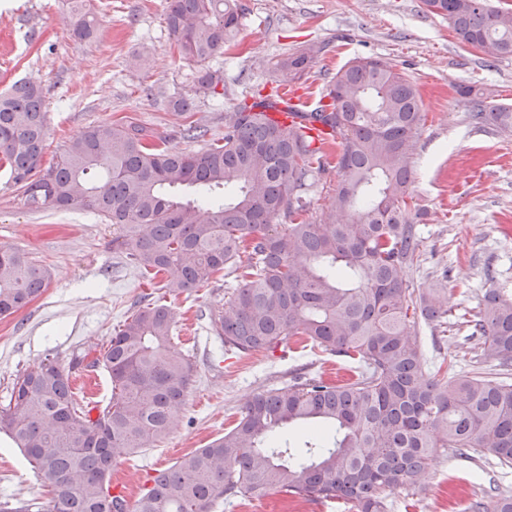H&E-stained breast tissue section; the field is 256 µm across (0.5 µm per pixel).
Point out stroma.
Segmentation results:
<instances>
[{
  "instance_id": "stroma-1",
  "label": "stroma",
  "mask_w": 512,
  "mask_h": 512,
  "mask_svg": "<svg viewBox=\"0 0 512 512\" xmlns=\"http://www.w3.org/2000/svg\"><path fill=\"white\" fill-rule=\"evenodd\" d=\"M240 42L211 64L224 73V95L199 98L193 118L206 138L189 139L169 101L192 93L194 65L180 59L166 27L168 0H91L98 19L94 39L76 41L67 24L66 0H0V93L24 79L40 85L48 136L43 165L99 122H133L164 138L169 148L197 151L222 137L224 115L256 90L274 85L272 63L310 44L327 45L306 80L300 103L317 105L328 76L357 56L381 58L404 68L418 83L427 122L414 158L413 203L422 209L419 258L406 278L416 292L443 286L448 328L418 323L428 371L450 359L458 373H493L469 338L466 319L475 315L489 288L487 272L512 289V135L478 128L462 84L493 91L512 103V56L485 59L464 46L444 18L425 12L421 0H241ZM113 227L81 209L33 211L0 170V245L27 253L46 268L44 291L11 316L0 318V404L15 379L45 360L61 366L82 352L100 349L133 314L142 296L161 287L146 281L112 248ZM447 280H440V273ZM235 281L179 296H166L176 320V351L191 358L194 381L172 432L139 453L118 459L113 480L131 498L152 485L157 471L222 436L239 408L257 392L298 375L327 379L347 370L342 358L319 349L243 355L224 350L208 320L224 305ZM512 493V467L494 458L470 460L440 448L425 483L395 491L389 512H448V497L466 507L476 495ZM49 496L32 465L0 434V503L17 512H46Z\"/></svg>"
}]
</instances>
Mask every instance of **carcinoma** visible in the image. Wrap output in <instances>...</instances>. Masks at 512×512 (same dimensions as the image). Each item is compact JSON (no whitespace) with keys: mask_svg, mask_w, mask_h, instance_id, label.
I'll use <instances>...</instances> for the list:
<instances>
[{"mask_svg":"<svg viewBox=\"0 0 512 512\" xmlns=\"http://www.w3.org/2000/svg\"><path fill=\"white\" fill-rule=\"evenodd\" d=\"M448 19L460 41L489 58L512 56V9L488 0H422ZM240 0H169L167 28L179 56L198 66L195 93L215 96L222 74L206 63L236 43ZM75 40L98 28L90 0H69ZM322 52L305 47L274 64L279 85L300 83ZM277 91L224 115V137L196 152L169 149L133 124L100 122L41 168L48 134L39 85L0 94V169L31 209L98 213L117 234L112 247L141 273L167 275L165 292L203 287L224 271L236 287L211 313L224 347L242 353L298 336L358 364L328 383L296 376L253 395L233 428L159 472L136 501L112 495V465L163 440L194 377L173 349L168 305L145 300L93 356L68 368L47 361L20 374L0 432L21 449L49 488V512H212L224 498L273 491L332 499L355 512H388L394 490L420 487L438 448L493 455L512 466V384L491 376L427 374L417 318L448 320L443 288L418 294L404 268L419 251L412 218L413 159L426 114L417 84L397 65L355 57L327 82L312 116L336 137L331 153L312 146L299 122L267 117ZM478 127L512 132V105L474 86L459 89ZM328 212L309 222L310 196L329 170ZM190 189L194 197L181 191ZM224 200L214 199L215 192ZM471 337L480 356L512 369V292L488 275ZM46 270L0 246V318L38 297ZM112 383L104 405L79 403L72 370L85 359ZM472 512H512V495L475 500Z\"/></svg>","mask_w":512,"mask_h":512,"instance_id":"carcinoma-1","label":"carcinoma"}]
</instances>
